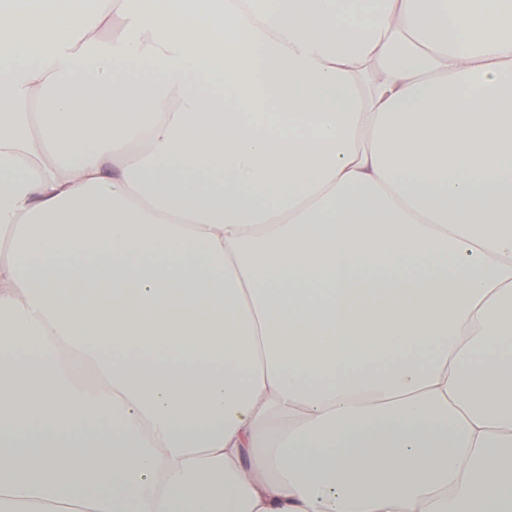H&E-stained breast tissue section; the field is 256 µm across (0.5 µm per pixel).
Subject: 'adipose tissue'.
<instances>
[{
    "instance_id": "obj_1",
    "label": "adipose tissue",
    "mask_w": 512,
    "mask_h": 512,
    "mask_svg": "<svg viewBox=\"0 0 512 512\" xmlns=\"http://www.w3.org/2000/svg\"><path fill=\"white\" fill-rule=\"evenodd\" d=\"M19 336L0 512H512V0L0 6Z\"/></svg>"
}]
</instances>
